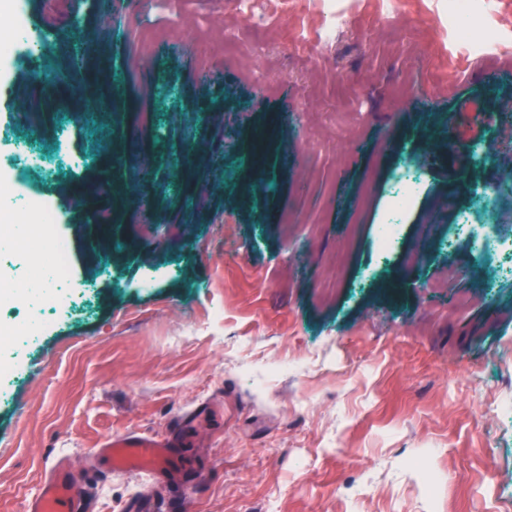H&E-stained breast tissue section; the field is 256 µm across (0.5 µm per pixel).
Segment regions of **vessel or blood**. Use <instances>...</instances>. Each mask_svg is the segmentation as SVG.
<instances>
[{
	"mask_svg": "<svg viewBox=\"0 0 512 512\" xmlns=\"http://www.w3.org/2000/svg\"><path fill=\"white\" fill-rule=\"evenodd\" d=\"M180 439H160L136 433L113 435L100 448L107 468L105 477L131 472H149L167 476L181 471ZM27 512H92L83 486L60 474L44 481L39 493L27 506Z\"/></svg>",
	"mask_w": 512,
	"mask_h": 512,
	"instance_id": "1",
	"label": "vessel or blood"
}]
</instances>
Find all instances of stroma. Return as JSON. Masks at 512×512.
Instances as JSON below:
<instances>
[{"instance_id":"stroma-1","label":"stroma","mask_w":512,"mask_h":512,"mask_svg":"<svg viewBox=\"0 0 512 512\" xmlns=\"http://www.w3.org/2000/svg\"><path fill=\"white\" fill-rule=\"evenodd\" d=\"M50 2L39 58L0 71V174L63 126L86 156L13 183L54 202L80 306L0 339V512H25L49 458L96 512H512V279L486 287L467 239L444 246L454 200L512 172V0H473L468 44L448 0ZM277 119L287 144L257 148ZM405 156L423 180L384 263ZM127 432L182 434L190 479L99 476Z\"/></svg>"}]
</instances>
